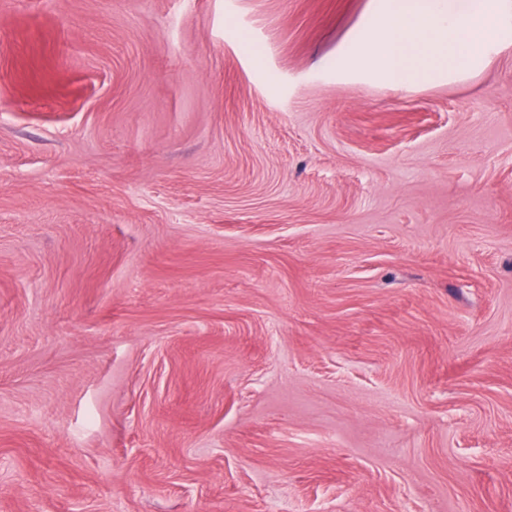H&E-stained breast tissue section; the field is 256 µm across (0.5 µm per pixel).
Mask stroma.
<instances>
[{"label": "stroma", "mask_w": 512, "mask_h": 512, "mask_svg": "<svg viewBox=\"0 0 512 512\" xmlns=\"http://www.w3.org/2000/svg\"><path fill=\"white\" fill-rule=\"evenodd\" d=\"M381 7L0 0V512H512V46Z\"/></svg>", "instance_id": "35a3bbf8"}]
</instances>
